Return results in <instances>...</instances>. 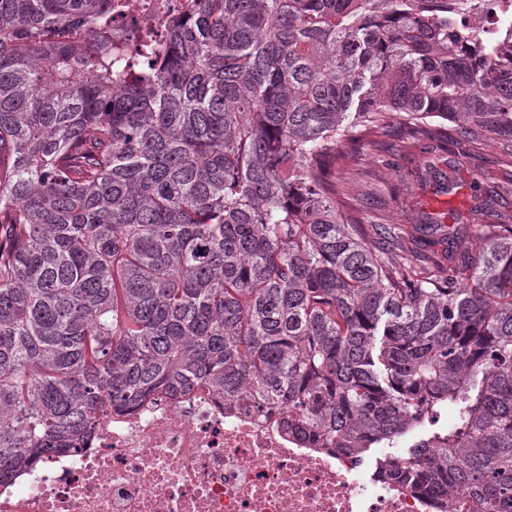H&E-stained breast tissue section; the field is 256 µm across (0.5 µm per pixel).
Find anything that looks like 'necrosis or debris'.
Masks as SVG:
<instances>
[{"mask_svg": "<svg viewBox=\"0 0 512 512\" xmlns=\"http://www.w3.org/2000/svg\"><path fill=\"white\" fill-rule=\"evenodd\" d=\"M453 28L496 42L512 0H448ZM0 512H482L439 498L288 431L278 413L207 388L159 394L108 414L85 448L66 449L0 484Z\"/></svg>", "mask_w": 512, "mask_h": 512, "instance_id": "1", "label": "necrosis or debris"}]
</instances>
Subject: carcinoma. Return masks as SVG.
<instances>
[{
  "instance_id": "obj_1",
  "label": "carcinoma",
  "mask_w": 512,
  "mask_h": 512,
  "mask_svg": "<svg viewBox=\"0 0 512 512\" xmlns=\"http://www.w3.org/2000/svg\"><path fill=\"white\" fill-rule=\"evenodd\" d=\"M133 7L0 0V482L204 384L334 451L421 429L386 476L512 512V210L377 248L333 181L432 118L512 145V32L459 55L448 0H185L112 40Z\"/></svg>"
}]
</instances>
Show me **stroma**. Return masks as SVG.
<instances>
[{"label": "stroma", "mask_w": 512, "mask_h": 512, "mask_svg": "<svg viewBox=\"0 0 512 512\" xmlns=\"http://www.w3.org/2000/svg\"><path fill=\"white\" fill-rule=\"evenodd\" d=\"M453 184L440 192L424 159L405 147L397 133L367 137L356 161L336 172V183L363 224L400 227L432 214L448 224L470 219L473 197L512 179V147L487 136L474 145L468 156H447L439 165Z\"/></svg>", "instance_id": "1"}]
</instances>
